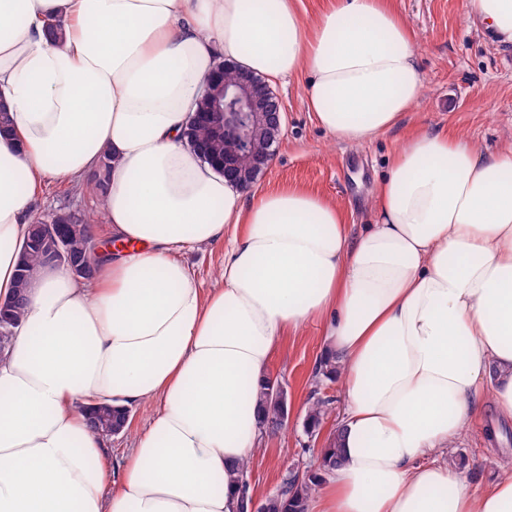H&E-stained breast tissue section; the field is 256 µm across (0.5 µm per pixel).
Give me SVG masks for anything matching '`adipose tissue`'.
I'll return each instance as SVG.
<instances>
[{"label":"adipose tissue","mask_w":512,"mask_h":512,"mask_svg":"<svg viewBox=\"0 0 512 512\" xmlns=\"http://www.w3.org/2000/svg\"><path fill=\"white\" fill-rule=\"evenodd\" d=\"M512 46V0H466ZM65 28L50 42L47 23ZM305 75L306 107L365 146L424 89L390 0H0V301L45 183L104 153L93 280L45 266L0 355V512H236L262 441L257 396L281 341L319 325L346 411L341 462L308 512H512V460L471 491L448 460L486 403L512 419V145L408 135L350 237L346 212L288 186L248 193L184 141L217 61ZM224 245L212 288L180 254ZM155 403L120 479L85 408Z\"/></svg>","instance_id":"1"}]
</instances>
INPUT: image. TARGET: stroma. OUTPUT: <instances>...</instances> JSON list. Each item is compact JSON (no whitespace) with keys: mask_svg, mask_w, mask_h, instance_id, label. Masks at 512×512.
Wrapping results in <instances>:
<instances>
[{"mask_svg":"<svg viewBox=\"0 0 512 512\" xmlns=\"http://www.w3.org/2000/svg\"><path fill=\"white\" fill-rule=\"evenodd\" d=\"M414 33L426 91L418 106L396 128L371 144L351 148L337 143L315 122L305 105L306 78L277 83L273 91L286 112L282 133L267 169L253 188L290 185L336 200L348 213L350 234L370 223L367 199L387 169L391 154L412 132L452 127L482 151L493 153L512 138V51L501 48L468 15L465 0H392ZM94 211L99 207L91 186L71 191L67 183H46L36 197V212L59 208ZM323 348L318 328L308 326L288 337L272 364L274 381L288 394L287 428L264 438L253 459L248 482L254 497L275 492L290 471H313L322 448L340 421L345 396L337 381L316 376ZM330 400L331 412L321 428L307 432L304 421L311 395ZM150 405L129 409L125 433L108 437L109 462L119 467L134 436L148 423ZM501 440L488 448L482 425L465 430L451 450L453 462L480 488L502 472L512 458V423L500 425Z\"/></svg>","mask_w":512,"mask_h":512,"instance_id":"obj_1","label":"stroma"}]
</instances>
